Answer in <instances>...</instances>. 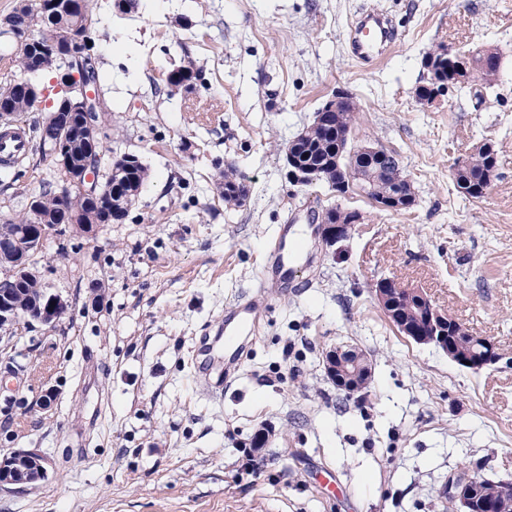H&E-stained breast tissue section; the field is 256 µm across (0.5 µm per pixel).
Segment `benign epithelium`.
I'll return each instance as SVG.
<instances>
[{"label":"benign epithelium","instance_id":"benign-epithelium-1","mask_svg":"<svg viewBox=\"0 0 512 512\" xmlns=\"http://www.w3.org/2000/svg\"><path fill=\"white\" fill-rule=\"evenodd\" d=\"M34 11L43 13L58 10L74 20L67 31L46 39L40 35H31L22 49L36 61L46 62L52 58L66 64L56 79L58 89L81 99L79 112L72 113L68 98L60 102V111L53 112L46 120L44 138L48 146V155L63 173L68 188L78 190L101 216L94 224H79L77 216L70 209L67 197H60L54 218L58 224H45L38 219L33 224H15L4 233H0V344L14 348L13 340L19 328L29 330L40 328L50 331L69 314V303L61 295L45 287L22 307L13 299L12 290L24 281L42 280L34 256L39 253L42 243L58 235L61 230L67 233L79 231L86 235L95 233L98 226L112 223L113 203L117 197L126 202V210H131L138 198V192L124 189L112 183L110 177H102L100 171L102 154L100 138L105 126V113L101 112L102 101L92 83L79 79L72 72L74 64L80 62V54L72 48L85 43L81 31V0H31ZM448 53L427 55L423 65L429 73L424 88L428 93L421 99L426 105H434L448 93V84L467 87L471 84L469 66L460 62L455 66L452 81L443 77V65ZM346 98L333 95L317 115V123L330 126L333 116L339 112ZM364 157H383L380 147L360 145L349 149V143H339L336 159V194L355 184L363 185L364 176L360 173L356 159ZM284 168L287 179L296 185L315 184L321 179L318 171L297 164L292 151L285 153ZM376 206L390 211H402L413 205V198L398 187L378 196ZM360 217L338 218L336 211L328 209L321 215L320 229L323 243L334 246L346 239L352 226ZM377 300L392 323L401 333L417 343H434L458 364L469 362V368L480 370L500 360L495 343L486 336H472L479 352L463 356L456 350L452 336L455 327L448 322V315L439 311L420 291L400 286L390 278H383L375 284ZM432 331V337L423 338L422 327ZM324 368L329 379L336 387L348 393L356 392L366 385L371 373V363L362 350L352 347H336L326 352ZM48 477L43 456L33 449L15 448L0 453V489L11 486L34 487ZM470 474H454L448 477L442 487L441 495L449 497L456 504L457 512H472Z\"/></svg>","mask_w":512,"mask_h":512}]
</instances>
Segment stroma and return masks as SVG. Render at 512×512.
Here are the masks:
<instances>
[{
  "label": "stroma",
  "mask_w": 512,
  "mask_h": 512,
  "mask_svg": "<svg viewBox=\"0 0 512 512\" xmlns=\"http://www.w3.org/2000/svg\"><path fill=\"white\" fill-rule=\"evenodd\" d=\"M363 9L399 31L367 61L349 52ZM98 17L103 152L138 156L150 178L122 222L37 256L71 312L22 332L21 363L0 354V452L37 450L49 478L0 490V512H445L439 490L460 466L512 477V0H141L131 16L98 0ZM480 44L502 56L481 108L468 87L416 102L428 50ZM186 59L206 79L187 95L165 83ZM338 91L357 104L353 145L402 161L411 210L289 183L288 140ZM486 140L495 176L464 198L452 169ZM220 163L250 189L241 206L213 186ZM16 169L0 172V218L56 180L35 151ZM335 205L362 220L328 247L317 216ZM286 224L301 229L296 286L213 397L192 377L196 343L253 289ZM382 278L489 337L500 360L476 372L401 334L375 298ZM337 346L368 354L366 401L328 379Z\"/></svg>",
  "instance_id": "obj_1"
}]
</instances>
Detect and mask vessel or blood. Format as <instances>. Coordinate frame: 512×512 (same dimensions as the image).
Wrapping results in <instances>:
<instances>
[{
	"instance_id": "vessel-or-blood-1",
	"label": "vessel or blood",
	"mask_w": 512,
	"mask_h": 512,
	"mask_svg": "<svg viewBox=\"0 0 512 512\" xmlns=\"http://www.w3.org/2000/svg\"><path fill=\"white\" fill-rule=\"evenodd\" d=\"M398 38L397 30L386 17L378 13H358L350 27L353 56L372 58ZM30 143L25 132L0 138V161L18 159L28 151ZM287 237H280L273 251L274 276L262 277L258 290L234 300L224 310V330L213 338L203 339L198 348L200 361L195 367V379L215 395H222L231 384L255 342L268 308L279 300L288 287L293 270L288 265Z\"/></svg>"
}]
</instances>
